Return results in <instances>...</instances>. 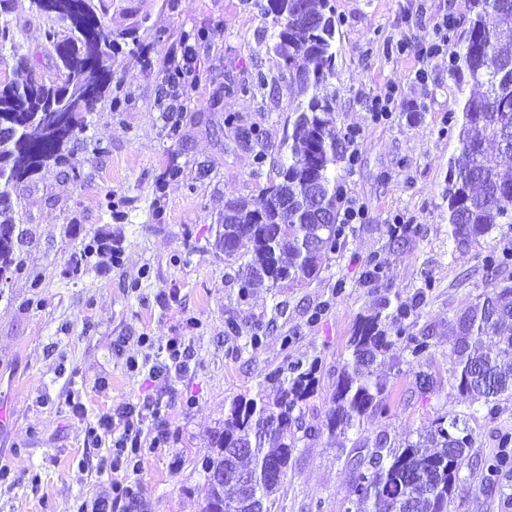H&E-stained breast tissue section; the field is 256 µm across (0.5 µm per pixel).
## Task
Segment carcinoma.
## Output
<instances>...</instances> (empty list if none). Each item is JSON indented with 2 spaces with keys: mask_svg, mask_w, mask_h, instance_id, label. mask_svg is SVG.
Returning a JSON list of instances; mask_svg holds the SVG:
<instances>
[{
  "mask_svg": "<svg viewBox=\"0 0 512 512\" xmlns=\"http://www.w3.org/2000/svg\"><path fill=\"white\" fill-rule=\"evenodd\" d=\"M273 19L272 51L288 68L290 83L306 97L294 112L288 160L262 193L258 204L229 202V223L218 225L216 246L227 260L248 258L242 292L266 286L300 287L316 276L344 242L339 219L343 185L336 177L343 133L331 95L336 20L328 0L256 2ZM473 16L452 67L468 73L480 91L466 97L456 120L458 153L448 162V225L457 243L477 242L508 225L512 230V176L502 166L512 159V0H472ZM51 16L68 22L67 34H46L61 82L33 79L29 58L21 57L13 77L0 85V121L10 134L0 136V224H15L13 191L43 167L61 165L71 145L89 126L112 84V54L117 39L98 12L95 0H55ZM70 115L67 136L58 138L52 112ZM333 215L322 224L318 213ZM291 234L282 235V225ZM15 231L0 234V271L22 270ZM483 263L492 279L512 265V247L489 246ZM414 310L381 298L372 314L360 318L350 339L351 357L336 383L324 419L306 426L299 411L316 389L319 360L280 379L273 401L261 392L233 398L224 423L210 431V452L202 468L208 495L201 512H275L276 495L288 480V468L301 438L344 435L365 417L386 415V385L370 378L371 366L402 343L421 364L431 336L415 330ZM495 341L497 352L487 349ZM512 284H491L455 320L449 357L455 365L450 383L464 410L440 415L415 441L397 445L386 436L371 448L352 447L346 458L349 495L340 512H448L469 464L475 437L469 426L474 411L494 418L502 400L512 397ZM484 485L512 478V434L497 435V449L482 460ZM246 473L251 481L234 480Z\"/></svg>",
  "mask_w": 512,
  "mask_h": 512,
  "instance_id": "carcinoma-1",
  "label": "carcinoma"
}]
</instances>
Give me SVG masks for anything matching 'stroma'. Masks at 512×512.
<instances>
[{"mask_svg": "<svg viewBox=\"0 0 512 512\" xmlns=\"http://www.w3.org/2000/svg\"><path fill=\"white\" fill-rule=\"evenodd\" d=\"M255 3L103 0L112 30L137 33L115 53L112 94L90 117L93 144L75 145L67 164L44 167L12 195L15 221L30 233L17 247L22 271L0 288V460L11 467L0 482V512H76L109 494L103 459L111 439L86 441L83 421L67 407L73 392L93 417L121 402L143 412L154 400L169 402L171 446L146 455L127 512H200L207 492L200 460L225 405L260 390L275 397L269 373L316 359V391L302 408L316 422L360 317L383 295L412 302L427 277L435 286L415 311L418 328L432 336L426 361L412 363L398 344L373 365V378L389 390L388 415L363 420L343 438L301 441L279 512H339L353 445L372 447L382 433L412 438L437 416L460 411L450 389L453 321L491 282L487 241L449 238L445 198L458 148L448 116L474 88L468 75L448 73L469 27V0H330L336 120L358 133L354 164L338 162L336 173L365 216L347 226L343 248L308 285L244 298L241 267L216 248V229L227 201L254 203L275 180L288 119L303 101L267 50L272 20ZM445 15L448 46L427 57L432 26ZM50 28L62 33L67 24L39 16L32 0H0L1 83L23 55L39 58L40 73L55 78ZM260 73L265 89L242 93ZM387 91L396 108L374 120L370 102ZM401 221L413 232L392 239L388 227ZM373 257L382 264L374 283ZM142 336L153 348L139 344ZM173 338L189 348L186 369L170 365L153 380L129 371L128 359L156 356ZM420 369L434 378L424 395L415 387ZM470 425L477 461L463 469L448 512H512L502 505L512 487L482 486L478 464L495 450L497 432L512 430V399L496 419L477 413Z\"/></svg>", "mask_w": 512, "mask_h": 512, "instance_id": "stroma-1", "label": "stroma"}]
</instances>
